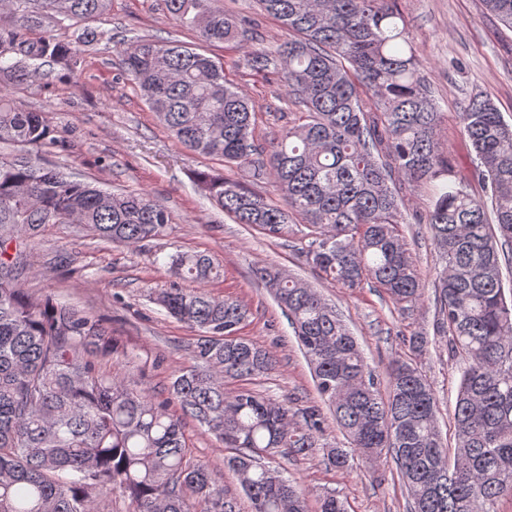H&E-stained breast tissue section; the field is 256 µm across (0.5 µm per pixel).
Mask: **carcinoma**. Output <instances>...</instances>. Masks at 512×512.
Here are the masks:
<instances>
[{
  "mask_svg": "<svg viewBox=\"0 0 512 512\" xmlns=\"http://www.w3.org/2000/svg\"><path fill=\"white\" fill-rule=\"evenodd\" d=\"M110 2L0 0V144L20 147L0 156V512H112L114 492L133 512H239L240 494L253 512H308L305 494L261 458L320 449L328 465L344 468L348 456L323 442L317 407L294 411L248 388L224 390V379L265 374L275 360L238 336L248 310L203 288L219 275L212 257L169 255L171 276L197 287L150 289L154 303L199 332L190 366L163 400L128 371L133 353L102 319L25 288L24 257L49 224L136 248L166 236L174 220L146 193H113L45 163L53 130L7 91L36 76L74 74ZM217 2L164 0V8L206 43L249 47L250 20ZM254 2L288 40L250 51L246 65L263 78L282 72L302 107L270 148L254 138L252 104L212 57L177 40L137 38L119 49L122 73L184 148L254 181L269 178L282 195L271 203L235 177L199 172L213 204L269 239L295 233L300 217L308 264L343 288L369 280L404 311L424 284L399 230L402 190H430L424 223L442 265L434 331L463 360L452 448L418 367L394 361L382 394L355 336L316 288L281 271L258 275L349 444L369 462L390 455L411 512H497L501 498H512V287L503 280V264L512 263V124L490 98L470 97L460 121L475 161L459 170L394 0ZM482 2L512 29V0ZM65 20L76 38L51 29ZM472 182L483 195L469 191ZM114 358L126 367L122 377L101 368ZM185 416L234 450L225 463L239 493L192 455Z\"/></svg>",
  "mask_w": 512,
  "mask_h": 512,
  "instance_id": "carcinoma-1",
  "label": "carcinoma"
}]
</instances>
